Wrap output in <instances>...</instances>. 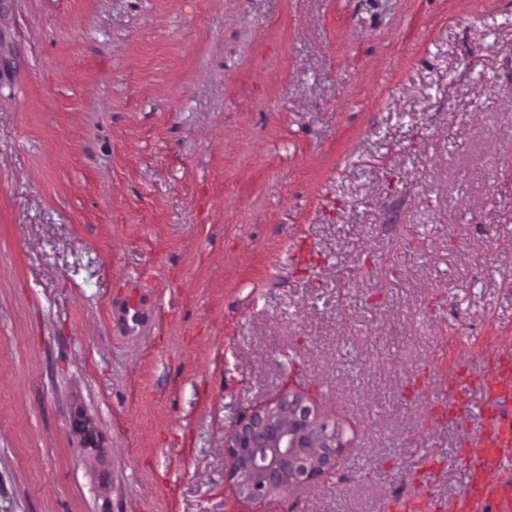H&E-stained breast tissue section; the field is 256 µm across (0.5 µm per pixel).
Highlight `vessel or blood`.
Listing matches in <instances>:
<instances>
[{
  "label": "vessel or blood",
  "instance_id": "obj_1",
  "mask_svg": "<svg viewBox=\"0 0 512 512\" xmlns=\"http://www.w3.org/2000/svg\"><path fill=\"white\" fill-rule=\"evenodd\" d=\"M483 361L491 377L479 381L469 369L457 368L439 395L445 417L456 420L476 412L483 432L478 449L465 453L468 480L450 505L451 512H512V352H486ZM481 387V405H473L469 392ZM391 512H439L441 505L428 496L393 500Z\"/></svg>",
  "mask_w": 512,
  "mask_h": 512
}]
</instances>
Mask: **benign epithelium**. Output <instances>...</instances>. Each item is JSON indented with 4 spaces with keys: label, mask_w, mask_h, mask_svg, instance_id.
<instances>
[{
    "label": "benign epithelium",
    "mask_w": 512,
    "mask_h": 512,
    "mask_svg": "<svg viewBox=\"0 0 512 512\" xmlns=\"http://www.w3.org/2000/svg\"><path fill=\"white\" fill-rule=\"evenodd\" d=\"M306 400L288 387L240 416L224 448L240 497L265 503L283 488L335 474L348 446L344 428L314 413Z\"/></svg>",
    "instance_id": "obj_1"
}]
</instances>
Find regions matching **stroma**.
<instances>
[{
    "label": "stroma",
    "instance_id": "35a3bbf8",
    "mask_svg": "<svg viewBox=\"0 0 512 512\" xmlns=\"http://www.w3.org/2000/svg\"><path fill=\"white\" fill-rule=\"evenodd\" d=\"M512 351V0H0V512L449 502ZM351 443L256 506L238 412Z\"/></svg>",
    "mask_w": 512,
    "mask_h": 512
}]
</instances>
